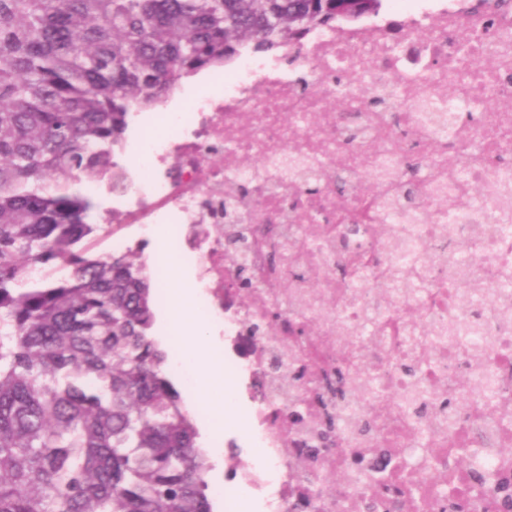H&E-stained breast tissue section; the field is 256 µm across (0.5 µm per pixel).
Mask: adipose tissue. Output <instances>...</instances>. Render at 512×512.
I'll return each mask as SVG.
<instances>
[{"mask_svg":"<svg viewBox=\"0 0 512 512\" xmlns=\"http://www.w3.org/2000/svg\"><path fill=\"white\" fill-rule=\"evenodd\" d=\"M168 291L165 319L173 340L179 345L176 372L189 374L194 384V405L203 407L210 429L222 428L234 410L227 393L232 379L224 372V359L211 341V327L199 313L197 291L176 257L168 259Z\"/></svg>","mask_w":512,"mask_h":512,"instance_id":"adipose-tissue-1","label":"adipose tissue"}]
</instances>
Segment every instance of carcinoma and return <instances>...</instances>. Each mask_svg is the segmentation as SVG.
Instances as JSON below:
<instances>
[{
  "mask_svg": "<svg viewBox=\"0 0 512 512\" xmlns=\"http://www.w3.org/2000/svg\"><path fill=\"white\" fill-rule=\"evenodd\" d=\"M383 0H0V512H213L195 416L152 337L141 252L74 189L124 187L134 113L185 78L378 14ZM405 207L419 182L400 183ZM224 252L243 235L227 225ZM429 256L386 272L407 279ZM417 417L458 402L412 388ZM352 424L347 413L319 436Z\"/></svg>",
  "mask_w": 512,
  "mask_h": 512,
  "instance_id": "cac0c4a2",
  "label": "carcinoma"
}]
</instances>
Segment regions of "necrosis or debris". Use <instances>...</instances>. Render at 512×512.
I'll use <instances>...</instances> for the list:
<instances>
[{
    "label": "necrosis or debris",
    "instance_id": "1",
    "mask_svg": "<svg viewBox=\"0 0 512 512\" xmlns=\"http://www.w3.org/2000/svg\"><path fill=\"white\" fill-rule=\"evenodd\" d=\"M217 94H198L190 111L160 116L172 134L156 137L140 128V166L148 177L112 209V221L152 232L169 227L173 247H185L197 271L200 300L224 327L232 354L225 366L243 379L261 381L267 402H311L303 422L270 423L266 409L253 412L252 439L262 455L224 488V512H238V490L269 493L273 512H394L395 495L373 496L372 477H403L426 493L436 490L432 475L454 476L457 493H446L439 512H500L512 501V284L503 265L512 266V14L489 18L476 0H448L435 10L408 7L400 21L370 20L365 27H336L288 47L276 59H243L220 78ZM345 108H331L337 93ZM386 93L391 106L372 110V93ZM436 100L453 109L449 137L421 121L422 104ZM252 166H243V159ZM294 158L321 171L319 191L302 212L288 211L283 199L295 181L282 169ZM342 161L352 184L351 206L336 210V194L325 171ZM415 164L423 203L412 218L383 212L386 240L352 232L362 200L358 178H376L396 190L408 164ZM241 224L250 230V248L239 262L224 256V240L182 243L184 224ZM119 231L113 247L124 244ZM434 250L436 263L426 283L398 282L378 292L375 278L360 279L357 262L367 257L386 266L393 253ZM255 283L239 300L234 283L239 266ZM349 273L338 277L337 267ZM288 312L264 342L247 330L265 322L274 308ZM419 326L445 322L475 327L488 338L482 376L471 381L472 357L461 339L434 343L424 337V361L412 362L404 322ZM364 358L374 377L375 407L347 391L337 399L327 381L337 368L354 371ZM295 359L308 366L307 382L288 379ZM440 385L462 402L455 432L424 421L420 445L406 394L410 388ZM493 404L486 414L485 404ZM372 410L376 426L391 437L363 436L347 429L339 444L309 461L311 441L326 411L335 406ZM467 443L471 465L456 467L449 440ZM364 456L369 474L354 473L351 453ZM343 473L335 493L321 490L324 476ZM482 476L496 489L489 500L472 483Z\"/></svg>",
    "mask_w": 512,
    "mask_h": 512
}]
</instances>
